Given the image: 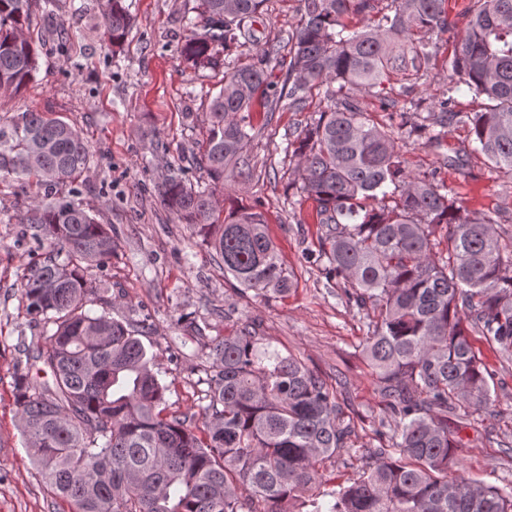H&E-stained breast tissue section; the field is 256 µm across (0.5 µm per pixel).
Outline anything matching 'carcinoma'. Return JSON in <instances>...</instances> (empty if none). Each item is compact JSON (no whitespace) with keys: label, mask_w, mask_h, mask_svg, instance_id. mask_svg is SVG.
<instances>
[{"label":"carcinoma","mask_w":512,"mask_h":512,"mask_svg":"<svg viewBox=\"0 0 512 512\" xmlns=\"http://www.w3.org/2000/svg\"><path fill=\"white\" fill-rule=\"evenodd\" d=\"M263 0H198L179 52L214 67L217 47L256 41ZM377 0H300L279 99L298 109L313 91L327 110L285 152L300 190L316 203L319 257L343 280L348 302L375 315L361 352L391 412L387 446L359 477L324 493L316 463L351 451V425L325 380L292 354L261 347L245 325L215 337L200 425L166 414L168 385L139 324L87 309L92 267L112 257V235L77 199L90 146L75 125L24 112L0 127V174L34 179L18 223L38 243L22 288L31 322L53 324L24 348L27 372L14 378L18 427L40 477L70 512H512V490L453 473L459 425L451 418L493 414L492 373L478 357V330L512 360V238L498 213L457 205L435 173L414 174L397 150L398 132L371 122L350 91L370 93L393 76L417 79L450 27L448 0H391L374 26L358 18ZM33 0H0V89L18 92L38 71L26 35ZM132 26L123 0H104V35L121 46ZM203 32H198V29ZM280 49L257 60L224 62L210 100L198 163L210 179L194 186L185 171L158 184L165 208L197 229L224 276L258 295L284 294L290 277L262 213L238 207L219 224L212 184L230 165H246L255 94L268 85ZM466 87L487 99L482 112H455ZM423 117L407 107L398 128L426 133L439 148L445 129L469 125L475 150L512 176V0H474L450 62L448 97ZM446 229L447 248L436 249ZM250 489L247 497L239 486ZM266 508L259 509V504Z\"/></svg>","instance_id":"obj_1"}]
</instances>
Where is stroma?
<instances>
[{
    "instance_id": "stroma-1",
    "label": "stroma",
    "mask_w": 512,
    "mask_h": 512,
    "mask_svg": "<svg viewBox=\"0 0 512 512\" xmlns=\"http://www.w3.org/2000/svg\"><path fill=\"white\" fill-rule=\"evenodd\" d=\"M133 28L121 47L103 37L101 0H56L33 7L30 35L39 70L20 94L0 89V127L26 111L73 120L93 153L89 173L79 180V198L112 234L108 266L92 269L98 291L88 307L112 317L145 320L141 339L156 352L169 385V412L201 414L206 406L207 344L251 324L269 349L298 356L334 388L345 418L353 426L350 454L319 462L325 489L356 478L367 449L384 444L379 430L390 417L371 370L360 353L367 328L347 300L342 282L328 278L318 257L315 204L301 193L295 164L285 154L289 135L318 120L327 103L313 94L301 109L278 99L282 71H273L262 93L276 102L252 114L246 146L247 175L235 167L224 173L217 192L220 213L245 206L263 213L269 235L288 271V293L258 296L232 288L215 253L193 228L162 204L157 185L169 169L187 170L190 180H206L194 166L206 137L208 104L224 76L221 65L197 68L178 48L185 31L181 19L197 0H124ZM473 0H448L451 31L438 35L439 53L425 76L406 85L393 82L380 93L357 99L373 121L384 125L387 99L405 95L427 112L448 87V61L466 30ZM300 22L299 0H264L256 28L258 42L229 44L219 52L246 64L265 41L287 42ZM467 127H452L442 149L417 135H401L398 149L408 169L436 172L459 205L499 215V233L512 237V176L484 155L465 156L456 166L439 155L470 146ZM28 202L24 180L0 176V512H65L40 480L28 458L12 395V381L26 363L20 351L28 317L21 283L35 243L17 216ZM470 340L494 374V415L476 414L462 424L459 467L472 479L512 480V362L501 360L481 333Z\"/></svg>"
}]
</instances>
